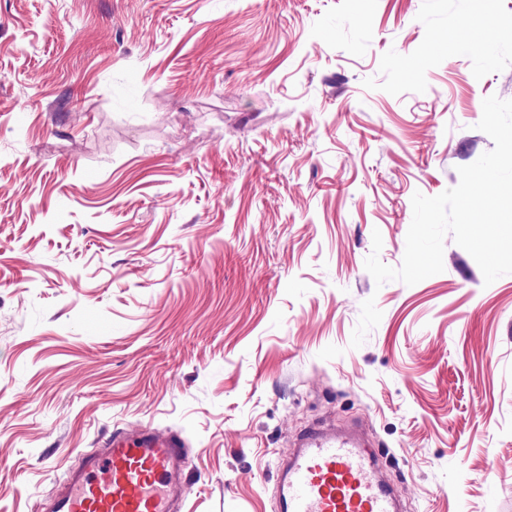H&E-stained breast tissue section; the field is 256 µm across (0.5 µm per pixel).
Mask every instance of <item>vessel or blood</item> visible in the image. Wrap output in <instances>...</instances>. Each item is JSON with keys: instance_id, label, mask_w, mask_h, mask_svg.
I'll return each mask as SVG.
<instances>
[{"instance_id": "1", "label": "vessel or blood", "mask_w": 512, "mask_h": 512, "mask_svg": "<svg viewBox=\"0 0 512 512\" xmlns=\"http://www.w3.org/2000/svg\"><path fill=\"white\" fill-rule=\"evenodd\" d=\"M187 448L174 431L118 429L82 453L47 512H180ZM277 512H400L396 490L354 429L314 426L281 468Z\"/></svg>"}]
</instances>
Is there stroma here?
<instances>
[{
    "mask_svg": "<svg viewBox=\"0 0 512 512\" xmlns=\"http://www.w3.org/2000/svg\"><path fill=\"white\" fill-rule=\"evenodd\" d=\"M0 0V512L113 430L178 432L183 512H274L278 462L361 424L405 512H512V274L414 193L512 100V0Z\"/></svg>",
    "mask_w": 512,
    "mask_h": 512,
    "instance_id": "stroma-1",
    "label": "stroma"
}]
</instances>
